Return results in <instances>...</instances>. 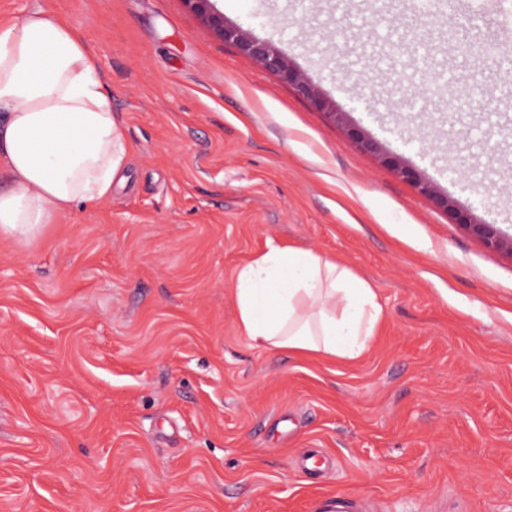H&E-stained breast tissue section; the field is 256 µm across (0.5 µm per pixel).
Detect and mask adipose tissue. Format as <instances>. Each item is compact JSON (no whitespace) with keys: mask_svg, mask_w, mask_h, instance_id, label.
Returning a JSON list of instances; mask_svg holds the SVG:
<instances>
[{"mask_svg":"<svg viewBox=\"0 0 512 512\" xmlns=\"http://www.w3.org/2000/svg\"><path fill=\"white\" fill-rule=\"evenodd\" d=\"M129 147L82 30L35 8L0 18V236L30 238L105 199ZM237 329L253 345L355 360L382 318L377 294L336 258L273 246L234 277Z\"/></svg>","mask_w":512,"mask_h":512,"instance_id":"ef3b65f1","label":"adipose tissue"}]
</instances>
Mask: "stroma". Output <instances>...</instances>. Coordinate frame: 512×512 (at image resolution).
<instances>
[{"label": "stroma", "mask_w": 512, "mask_h": 512, "mask_svg": "<svg viewBox=\"0 0 512 512\" xmlns=\"http://www.w3.org/2000/svg\"><path fill=\"white\" fill-rule=\"evenodd\" d=\"M407 24L332 0H213L343 112L337 123L184 0H0L83 27L130 153L111 198L0 236V512H512V257L486 248L347 127L456 206L512 221V0ZM424 38L435 96L393 42ZM375 288L368 351L251 346L234 273L269 245Z\"/></svg>", "instance_id": "stroma-1"}]
</instances>
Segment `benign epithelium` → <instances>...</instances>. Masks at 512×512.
Masks as SVG:
<instances>
[{"mask_svg": "<svg viewBox=\"0 0 512 512\" xmlns=\"http://www.w3.org/2000/svg\"><path fill=\"white\" fill-rule=\"evenodd\" d=\"M183 2L196 14L202 16L224 41L237 45L266 70L294 84L302 95L314 102L317 108L328 111V115L334 119L342 116V113L333 110L330 104L320 97L315 88L288 63L282 52L271 42L249 37L242 29L226 24L224 15L212 8L211 0H183ZM348 134L363 150L371 153L380 152L379 144L366 137L360 129L350 127ZM381 162L391 167L400 178L410 183L420 195L434 199L455 223L467 227L487 248L506 250L512 254V236L504 235L494 224L478 223L472 220L470 215L448 200V196L439 194L434 185L426 180L416 168L405 164L399 157L389 154L381 155Z\"/></svg>", "mask_w": 512, "mask_h": 512, "instance_id": "7a95c632", "label": "benign epithelium"}]
</instances>
